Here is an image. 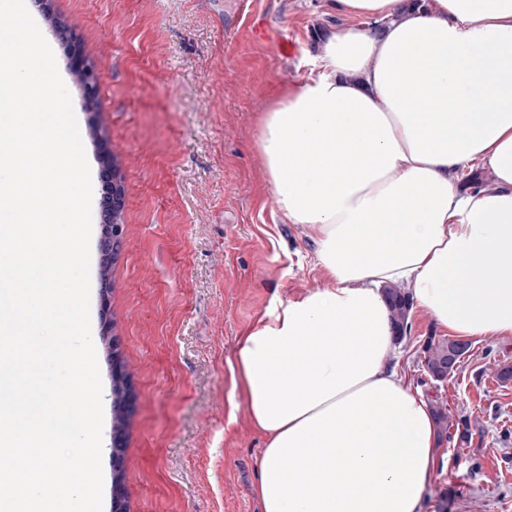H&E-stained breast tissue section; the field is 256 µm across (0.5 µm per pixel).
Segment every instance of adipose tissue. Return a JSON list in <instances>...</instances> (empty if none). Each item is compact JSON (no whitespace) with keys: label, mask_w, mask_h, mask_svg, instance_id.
<instances>
[{"label":"adipose tissue","mask_w":512,"mask_h":512,"mask_svg":"<svg viewBox=\"0 0 512 512\" xmlns=\"http://www.w3.org/2000/svg\"><path fill=\"white\" fill-rule=\"evenodd\" d=\"M257 146L325 283L242 336L260 512H423L442 441L399 370L385 286L463 340L512 335V0H329ZM490 172L479 189L459 185Z\"/></svg>","instance_id":"ef3b65f1"}]
</instances>
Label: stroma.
<instances>
[{
  "label": "stroma",
  "instance_id": "stroma-1",
  "mask_svg": "<svg viewBox=\"0 0 512 512\" xmlns=\"http://www.w3.org/2000/svg\"><path fill=\"white\" fill-rule=\"evenodd\" d=\"M33 19L54 50L80 128L101 224L102 149L125 190L124 245L113 264L108 315L90 282L93 342H121L134 401L126 419L129 512H258L262 434L246 418L230 364L272 295L324 283L315 245L282 223L255 147V120L283 84L309 70L320 29L341 26L326 0H53ZM63 23L99 75V109L86 111ZM292 41L280 54L277 39ZM403 376L452 421L424 512L454 489L452 512H512V335L471 343L454 375L429 378L422 347L437 335L412 309Z\"/></svg>",
  "mask_w": 512,
  "mask_h": 512
}]
</instances>
